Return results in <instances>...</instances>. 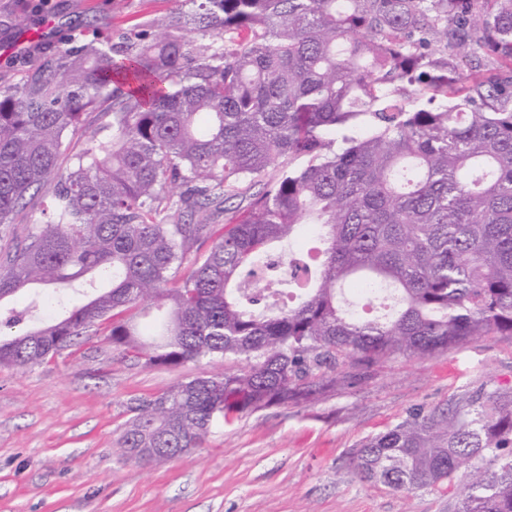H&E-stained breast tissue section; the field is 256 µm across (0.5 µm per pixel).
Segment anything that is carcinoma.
I'll return each mask as SVG.
<instances>
[{
    "label": "carcinoma",
    "mask_w": 512,
    "mask_h": 512,
    "mask_svg": "<svg viewBox=\"0 0 512 512\" xmlns=\"http://www.w3.org/2000/svg\"><path fill=\"white\" fill-rule=\"evenodd\" d=\"M182 2L0 85V225L47 206L0 263V365L101 326L145 367L224 359L126 406L121 456L161 464L342 367L512 336V0ZM226 195L246 206L214 237ZM145 302L167 314L151 339ZM350 464L512 512V389L415 413Z\"/></svg>",
    "instance_id": "cac0c4a2"
}]
</instances>
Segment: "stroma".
<instances>
[{
	"mask_svg": "<svg viewBox=\"0 0 512 512\" xmlns=\"http://www.w3.org/2000/svg\"><path fill=\"white\" fill-rule=\"evenodd\" d=\"M177 0H0L20 18L0 27V84L17 82L44 55L67 47L77 23L106 38L176 9ZM53 30L21 55L27 33ZM223 363L146 368L104 333L23 371L0 365V512H457L455 495L411 497L356 480L352 449L418 410L492 387H512V336L489 334L427 358L347 368L320 401L273 406L217 426L205 447L163 464L117 450L123 409Z\"/></svg>",
	"mask_w": 512,
	"mask_h": 512,
	"instance_id": "1",
	"label": "stroma"
}]
</instances>
